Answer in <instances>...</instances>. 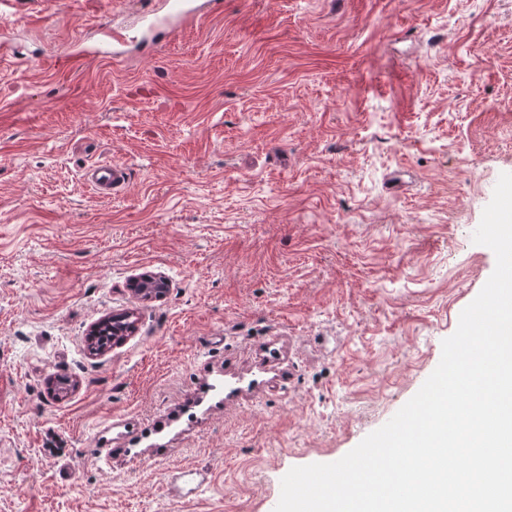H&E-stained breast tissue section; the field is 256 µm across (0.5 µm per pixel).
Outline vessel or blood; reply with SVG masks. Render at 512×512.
<instances>
[{
	"mask_svg": "<svg viewBox=\"0 0 512 512\" xmlns=\"http://www.w3.org/2000/svg\"><path fill=\"white\" fill-rule=\"evenodd\" d=\"M224 0H142L137 16L136 42L155 46L177 33L195 27L207 16L222 14ZM126 34L110 22L101 23L98 40L87 46V53L105 58L120 59L128 52ZM83 180L98 196L107 197L122 189L129 178L126 166L97 161L86 167Z\"/></svg>",
	"mask_w": 512,
	"mask_h": 512,
	"instance_id": "vessel-or-blood-1",
	"label": "vessel or blood"
}]
</instances>
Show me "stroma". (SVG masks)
I'll use <instances>...</instances> for the list:
<instances>
[{
    "label": "stroma",
    "instance_id": "1",
    "mask_svg": "<svg viewBox=\"0 0 512 512\" xmlns=\"http://www.w3.org/2000/svg\"><path fill=\"white\" fill-rule=\"evenodd\" d=\"M104 12L0 0V26L56 54ZM503 173L512 0H224L146 56L0 60V512H274L437 367ZM82 178L96 195L107 197L123 188L129 171L123 164L97 161L86 167ZM121 317V316H116ZM131 325L127 322V318H108L107 320L99 323L96 328L92 331L88 338V346L93 352H103L112 348L114 339H118L119 335L115 332H123L127 330Z\"/></svg>",
    "mask_w": 512,
    "mask_h": 512
}]
</instances>
